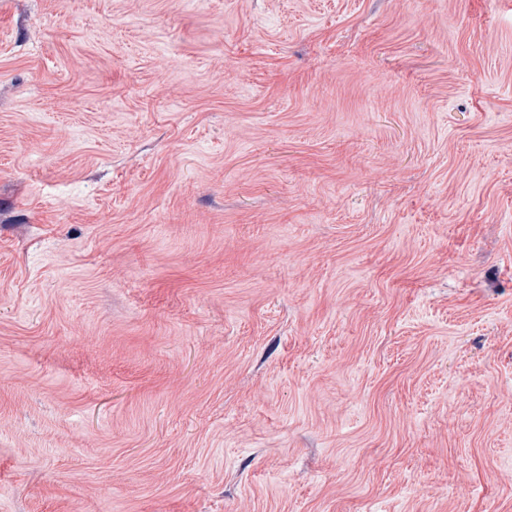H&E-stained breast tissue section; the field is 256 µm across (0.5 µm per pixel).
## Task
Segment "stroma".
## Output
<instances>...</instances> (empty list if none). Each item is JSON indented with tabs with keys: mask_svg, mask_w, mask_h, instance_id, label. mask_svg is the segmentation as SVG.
<instances>
[{
	"mask_svg": "<svg viewBox=\"0 0 512 512\" xmlns=\"http://www.w3.org/2000/svg\"><path fill=\"white\" fill-rule=\"evenodd\" d=\"M0 512H512V0H0Z\"/></svg>",
	"mask_w": 512,
	"mask_h": 512,
	"instance_id": "obj_1",
	"label": "stroma"
}]
</instances>
